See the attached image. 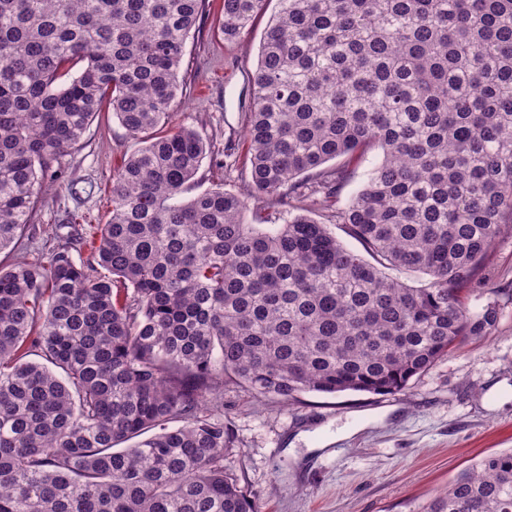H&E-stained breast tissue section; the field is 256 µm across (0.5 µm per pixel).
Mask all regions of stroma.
Here are the masks:
<instances>
[{
  "label": "stroma",
  "mask_w": 512,
  "mask_h": 512,
  "mask_svg": "<svg viewBox=\"0 0 512 512\" xmlns=\"http://www.w3.org/2000/svg\"><path fill=\"white\" fill-rule=\"evenodd\" d=\"M223 0H209L200 34L187 42L174 104L176 122L212 143L192 186L244 195L248 223L264 202L247 195L243 140L259 46L277 0H266L235 41L217 32ZM138 141L101 113L82 144L61 161V174L39 196L36 220L0 251V264L30 258L55 225L80 215L84 240L106 223L112 172ZM224 422L234 433L224 467L260 512H426L441 491L483 456L512 450V304L489 335L465 342L394 396L309 393L287 407L244 391L224 394ZM325 447L316 451L315 440Z\"/></svg>",
  "instance_id": "1"
}]
</instances>
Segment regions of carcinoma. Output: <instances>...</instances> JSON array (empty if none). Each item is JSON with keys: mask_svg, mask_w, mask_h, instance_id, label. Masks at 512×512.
Returning <instances> with one entry per match:
<instances>
[{"mask_svg": "<svg viewBox=\"0 0 512 512\" xmlns=\"http://www.w3.org/2000/svg\"><path fill=\"white\" fill-rule=\"evenodd\" d=\"M264 2L223 0L224 40ZM278 2L244 140L288 220L247 224L221 184L183 197L209 146L172 107L208 0H0V251L102 107L141 143L87 258L70 233L0 267V512H258L224 392L395 395L496 328L470 302L512 224V0ZM427 512H512V451ZM380 157L378 150H371L355 162L350 182L344 188L340 197L341 207L347 204L363 187L368 172L380 161Z\"/></svg>", "mask_w": 512, "mask_h": 512, "instance_id": "carcinoma-1", "label": "carcinoma"}]
</instances>
